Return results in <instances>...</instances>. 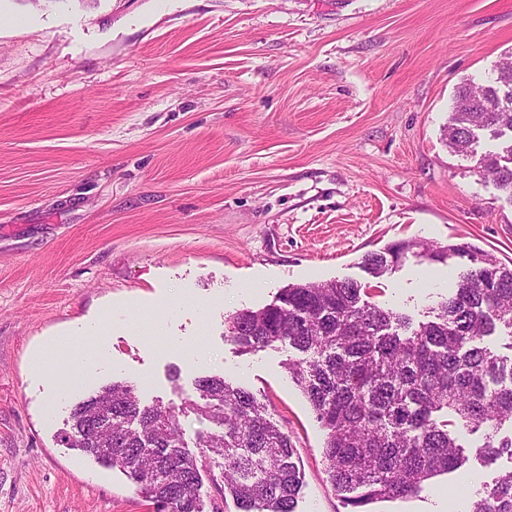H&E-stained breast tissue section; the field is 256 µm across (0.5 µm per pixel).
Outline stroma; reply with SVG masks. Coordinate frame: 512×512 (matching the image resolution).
<instances>
[{"instance_id": "1", "label": "stroma", "mask_w": 512, "mask_h": 512, "mask_svg": "<svg viewBox=\"0 0 512 512\" xmlns=\"http://www.w3.org/2000/svg\"><path fill=\"white\" fill-rule=\"evenodd\" d=\"M511 56L512 0H0V512H155L61 443L70 410L119 378L179 406L209 375L290 435L295 512H346L295 350L241 351L225 320L368 282L400 240L511 263L512 199L444 136L457 86ZM459 271L407 256L375 300L427 320ZM457 435L461 467L370 512H469L512 463Z\"/></svg>"}]
</instances>
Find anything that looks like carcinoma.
Returning <instances> with one entry per match:
<instances>
[{"instance_id": "cac0c4a2", "label": "carcinoma", "mask_w": 512, "mask_h": 512, "mask_svg": "<svg viewBox=\"0 0 512 512\" xmlns=\"http://www.w3.org/2000/svg\"><path fill=\"white\" fill-rule=\"evenodd\" d=\"M448 146L467 158L476 132L500 140L480 156L486 174L512 196V62L495 78L459 86L445 128ZM419 251L430 261L462 260L454 292L418 324L369 300L372 285L350 280L292 284L275 302L226 319L227 337L246 351L278 344L303 357L288 364L326 431L327 480L351 512L382 498L419 493L465 461L453 427L486 429L479 456H507L512 435V354L483 345L496 328L512 338V266L469 244L403 240L362 256L374 279ZM191 411L212 425L186 449L175 408L147 404L117 380L77 403L61 441L100 466L121 471L156 512H295L304 472L290 435L270 405L221 376L195 382ZM211 489L203 503V481ZM470 512H512V468L499 473Z\"/></svg>"}]
</instances>
